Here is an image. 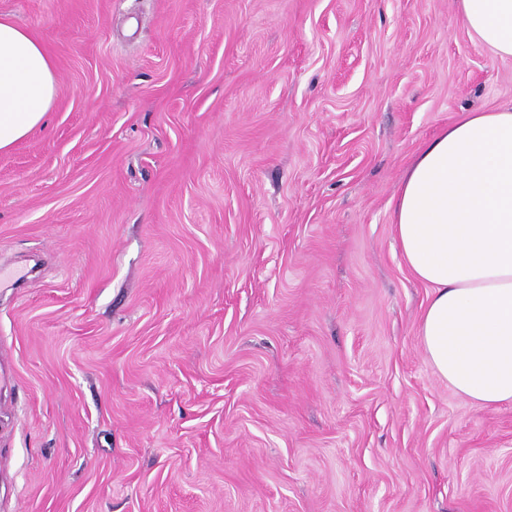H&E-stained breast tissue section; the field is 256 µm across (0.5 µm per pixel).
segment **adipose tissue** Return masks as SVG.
Returning <instances> with one entry per match:
<instances>
[{
  "label": "adipose tissue",
  "instance_id": "1",
  "mask_svg": "<svg viewBox=\"0 0 512 512\" xmlns=\"http://www.w3.org/2000/svg\"><path fill=\"white\" fill-rule=\"evenodd\" d=\"M469 32L512 58V0H456ZM54 63L0 16V150L45 126ZM393 236L431 293L418 336L435 372L471 401L512 403V104L470 112L430 139L391 203Z\"/></svg>",
  "mask_w": 512,
  "mask_h": 512
}]
</instances>
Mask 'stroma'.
Here are the masks:
<instances>
[{
    "label": "stroma",
    "mask_w": 512,
    "mask_h": 512,
    "mask_svg": "<svg viewBox=\"0 0 512 512\" xmlns=\"http://www.w3.org/2000/svg\"><path fill=\"white\" fill-rule=\"evenodd\" d=\"M0 512H512V404L438 376L391 200L512 58L456 0H0ZM55 95L54 63L45 47L0 16V150L45 127Z\"/></svg>",
    "instance_id": "stroma-1"
}]
</instances>
